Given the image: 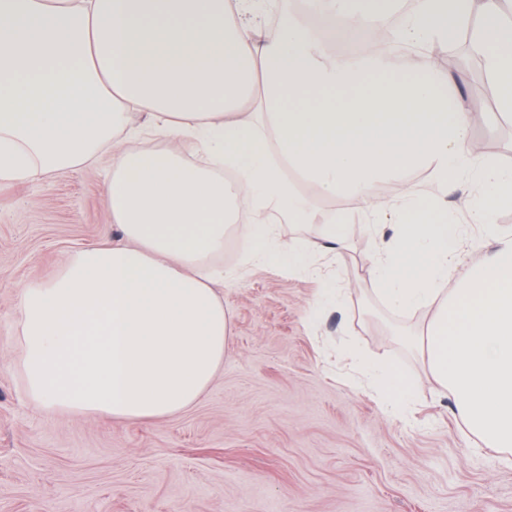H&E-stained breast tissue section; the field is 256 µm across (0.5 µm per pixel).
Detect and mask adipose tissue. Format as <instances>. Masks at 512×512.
<instances>
[{"label": "adipose tissue", "instance_id": "ef3b65f1", "mask_svg": "<svg viewBox=\"0 0 512 512\" xmlns=\"http://www.w3.org/2000/svg\"><path fill=\"white\" fill-rule=\"evenodd\" d=\"M311 6L320 24L291 12L270 39L261 0H0V181L92 163L133 110L167 143L112 163L103 202L120 238L21 287L9 341L30 405L115 421L193 406L233 336L218 286L257 261L315 269V245L279 242L277 226L308 223L310 198L347 200L363 223L394 225L368 274L386 307L424 311L421 358L457 418L512 450V232L486 224L464 267L447 221L457 174L475 172L466 210L483 222L512 203V167L481 158L475 115L430 52L480 17L472 42L512 112V0H414L393 29L375 0ZM330 27L386 28L391 41L334 55ZM366 369L403 414L402 371Z\"/></svg>", "mask_w": 512, "mask_h": 512}]
</instances>
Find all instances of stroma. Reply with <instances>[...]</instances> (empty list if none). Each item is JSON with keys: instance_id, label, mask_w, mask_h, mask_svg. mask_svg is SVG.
<instances>
[{"instance_id": "obj_1", "label": "stroma", "mask_w": 512, "mask_h": 512, "mask_svg": "<svg viewBox=\"0 0 512 512\" xmlns=\"http://www.w3.org/2000/svg\"><path fill=\"white\" fill-rule=\"evenodd\" d=\"M489 103L470 131L512 167V122ZM93 165L0 185V512H512V458L468 436L399 331L425 319L385 309L367 277L383 240L353 234L335 259L301 271L264 263L220 293L233 316L224 367L191 408L147 423L30 407L9 347L20 285L54 276L99 244L112 219ZM312 224L280 241H321L354 208L318 202ZM339 303L314 304L325 282ZM399 366L412 402L391 417L363 362Z\"/></svg>"}]
</instances>
